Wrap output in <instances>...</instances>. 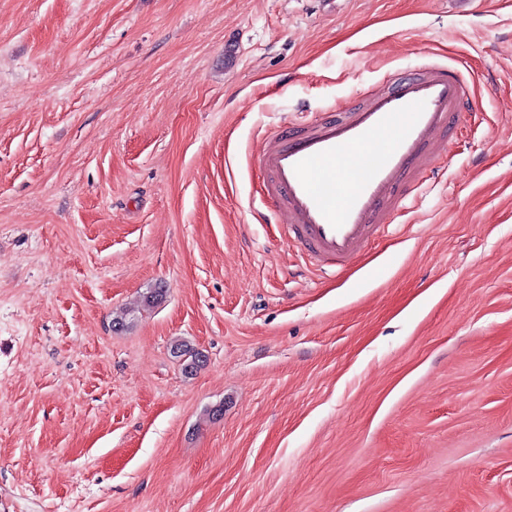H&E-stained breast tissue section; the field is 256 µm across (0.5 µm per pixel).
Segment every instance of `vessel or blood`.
I'll return each mask as SVG.
<instances>
[{"instance_id": "obj_1", "label": "vessel or blood", "mask_w": 512, "mask_h": 512, "mask_svg": "<svg viewBox=\"0 0 512 512\" xmlns=\"http://www.w3.org/2000/svg\"><path fill=\"white\" fill-rule=\"evenodd\" d=\"M473 108L459 69L432 63L271 132L257 158L286 243L319 270L348 266L420 189Z\"/></svg>"}]
</instances>
